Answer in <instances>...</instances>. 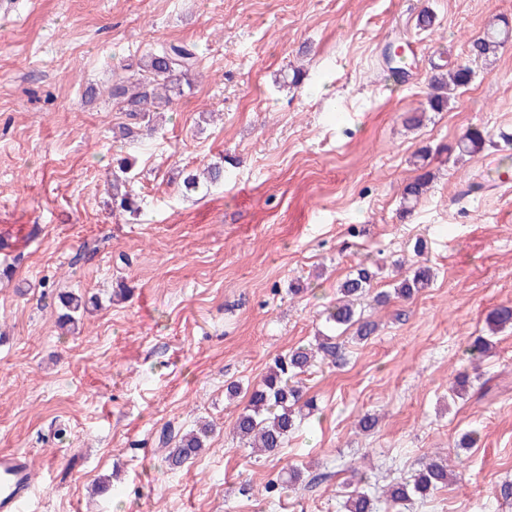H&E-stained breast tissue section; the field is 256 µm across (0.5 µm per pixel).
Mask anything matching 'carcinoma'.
<instances>
[{
    "instance_id": "1",
    "label": "carcinoma",
    "mask_w": 512,
    "mask_h": 512,
    "mask_svg": "<svg viewBox=\"0 0 512 512\" xmlns=\"http://www.w3.org/2000/svg\"><path fill=\"white\" fill-rule=\"evenodd\" d=\"M508 37V31H492L472 44L474 55L488 58L496 55L501 44ZM198 67L195 47L188 44L163 45L147 55L141 63L126 65L131 75L125 81L112 86V97L122 104L134 126L123 128V135L132 136L144 127L150 128L153 113L162 106H168L184 95V88L191 87ZM472 71L465 65L441 70L431 77V92L428 106L432 110H441L447 104L443 91L448 84L464 86L471 81ZM490 132L479 128L468 129L456 144L461 154L475 155L485 148ZM128 169L119 165V172L113 174L112 202L116 206L136 213L138 206L128 189V180L123 172ZM429 181V174L423 173L407 183L402 192L403 213L412 212ZM377 271L368 265L357 266L341 283L340 298L336 305L327 311V319L338 327H356V336L364 340L377 330L375 321L364 317L358 306L368 294ZM434 278L433 270L420 265L400 279L394 288V294L409 299L422 289L429 287ZM62 313L59 322L62 326H74L81 321L88 305H99L95 296L89 298L83 294L67 292L59 296ZM492 328H502L512 324V306H501L490 315ZM489 349V343L481 336L471 341L465 353L474 362H479ZM337 363L342 359L341 346L332 336H325L316 347L298 346L275 359L274 365L259 384L253 387L249 406L241 412L235 423L236 436L250 448H258L267 453H275L288 444V437L299 427L304 410H315L312 399H303L295 379L304 373L316 357ZM207 426L189 430L181 435H168L163 440L165 462L171 469H177L199 455L208 436ZM451 473L448 466L431 461L410 479L397 483L388 489L390 499L403 505L417 497L426 499L435 490L448 483ZM345 512H375L374 499L368 490L362 487V480L348 492L344 502Z\"/></svg>"
}]
</instances>
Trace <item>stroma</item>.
Listing matches in <instances>:
<instances>
[{"label":"stroma","mask_w":512,"mask_h":512,"mask_svg":"<svg viewBox=\"0 0 512 512\" xmlns=\"http://www.w3.org/2000/svg\"><path fill=\"white\" fill-rule=\"evenodd\" d=\"M499 16L512 22V0H0V268L14 269L0 281V452L30 462L26 512H344L355 467L377 512H401L382 490L435 456L458 476L412 512H512V327L488 324L512 306V193L460 194L491 182L487 156H512V43L471 52ZM189 42L193 88L151 135L120 138L129 118L108 89L124 65ZM391 45L410 51L401 83L382 63ZM459 64L470 83L430 110L436 66ZM475 126L484 152L450 154ZM424 147L435 178L405 218ZM120 158L134 215L110 202ZM214 163L223 184L184 189ZM416 258L431 286L365 298L377 332L336 331L344 362L301 375L318 409L286 448L241 442L252 387L314 343L356 264L380 266V293ZM64 291L104 305L64 332ZM478 336L492 349L459 399ZM367 412L379 422L363 434ZM203 421L205 448L169 469L160 435ZM292 468L299 489L267 493Z\"/></svg>","instance_id":"obj_1"}]
</instances>
